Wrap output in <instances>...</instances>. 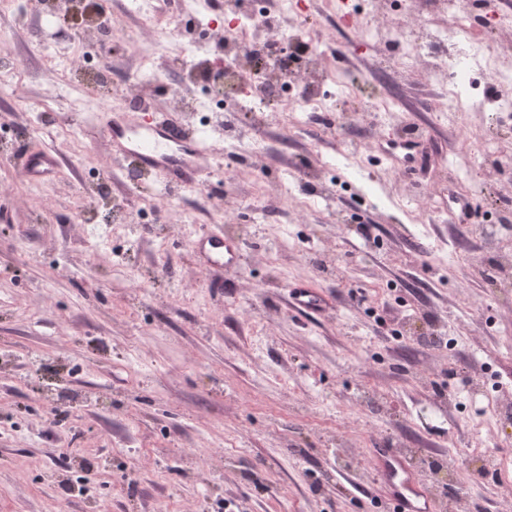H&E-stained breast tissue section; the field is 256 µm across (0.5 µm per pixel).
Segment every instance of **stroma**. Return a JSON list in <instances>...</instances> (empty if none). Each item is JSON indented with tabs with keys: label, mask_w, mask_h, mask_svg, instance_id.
Masks as SVG:
<instances>
[{
	"label": "stroma",
	"mask_w": 512,
	"mask_h": 512,
	"mask_svg": "<svg viewBox=\"0 0 512 512\" xmlns=\"http://www.w3.org/2000/svg\"><path fill=\"white\" fill-rule=\"evenodd\" d=\"M112 83L137 66L130 33L163 43L169 77L186 67L168 41V18L146 23L111 0ZM0 32L18 49L17 94L0 100V127L22 132L27 151L57 152L41 187L25 179L16 152L0 155V512H378L386 497L368 456L378 442L419 451V469L451 472L433 494L439 512H512V484L479 476L473 448L512 455V424L476 426L490 400L512 399V292L497 288L491 264L512 237L485 239L474 226L473 191L495 202L501 188L481 180L465 157V136L484 112L430 121L445 90L421 78H376L420 127L405 150L393 129L342 123L297 130L277 113L245 146L231 195L266 208L268 224H240L239 270L203 271L181 224L140 231L124 257L129 224L110 225L111 260L96 261L76 221L98 187L126 213L150 211L156 180L130 183V157H112L93 121L55 99L73 84L54 69L36 26L19 28L0 8ZM30 102L56 128L26 133ZM83 124L84 138L66 130ZM364 144L359 167L333 174L335 195L301 209L268 194L263 170L304 158L325 160L347 141ZM405 179L389 178L390 169ZM439 192L446 222L414 218L390 204L404 192ZM359 220L338 214L359 197ZM291 247L273 251L277 225ZM453 248L446 259L428 249ZM127 260L130 274L112 265ZM303 280L331 293L333 310L310 322L288 303ZM442 328L455 350L430 345ZM481 381L484 393L443 406L449 372ZM90 469L96 501L75 488Z\"/></svg>",
	"instance_id": "35a3bbf8"
}]
</instances>
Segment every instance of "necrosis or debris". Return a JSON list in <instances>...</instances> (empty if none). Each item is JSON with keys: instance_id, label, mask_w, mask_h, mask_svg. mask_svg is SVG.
<instances>
[{"instance_id": "obj_1", "label": "necrosis or debris", "mask_w": 512, "mask_h": 512, "mask_svg": "<svg viewBox=\"0 0 512 512\" xmlns=\"http://www.w3.org/2000/svg\"><path fill=\"white\" fill-rule=\"evenodd\" d=\"M186 0H131L129 10L143 20L166 13L172 18L171 38L189 59L187 79L200 94L185 97L171 84L156 61L155 48L138 51L139 63L123 89L125 98L142 105L146 98L169 101L181 124L224 133V171L241 161L246 140L259 135L275 112H293L298 126L335 118L339 107L366 114L370 122L392 123L399 105L376 93L363 97L356 84L333 82L325 65L336 44L320 26H307L303 0H197L213 13L200 24ZM362 7L345 17L360 42L386 39L377 68L417 70L448 90L447 112L490 113L492 127L476 132L468 154L480 157L485 177L512 179V163L498 155L499 141L512 138V31L479 12L477 0H361ZM18 24L37 18L53 66L70 70L96 89L68 98L74 112L91 114L102 108L112 89V29L100 28L95 43L75 53L73 40L58 34L54 0H13ZM246 121H237L238 113Z\"/></svg>"}]
</instances>
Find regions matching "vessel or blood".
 <instances>
[{
    "instance_id": "1",
    "label": "vessel or blood",
    "mask_w": 512,
    "mask_h": 512,
    "mask_svg": "<svg viewBox=\"0 0 512 512\" xmlns=\"http://www.w3.org/2000/svg\"><path fill=\"white\" fill-rule=\"evenodd\" d=\"M96 127L113 153L136 155L142 170L167 187H199L208 175L214 144L201 134L180 128L178 122L134 112H105ZM56 164V155L29 153L20 171L26 179L39 182ZM191 247L204 268H239L242 244L236 238L207 231L199 234ZM289 298L297 313L311 318L320 316L329 305L319 289L301 281L290 285ZM370 466L385 491L391 512H438L423 475L399 449L381 445L373 448Z\"/></svg>"
}]
</instances>
